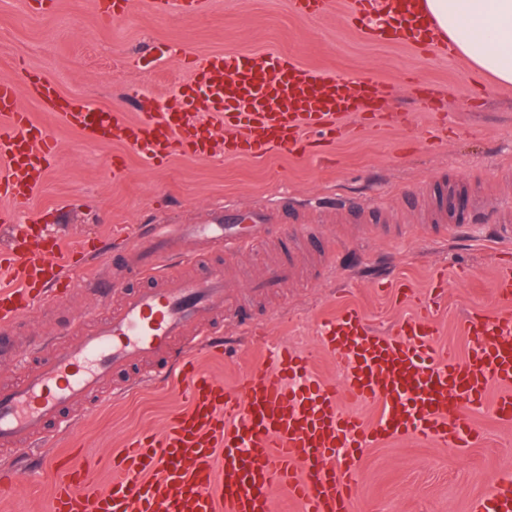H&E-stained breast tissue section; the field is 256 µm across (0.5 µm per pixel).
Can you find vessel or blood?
<instances>
[{"instance_id":"1","label":"vessel or blood","mask_w":512,"mask_h":512,"mask_svg":"<svg viewBox=\"0 0 512 512\" xmlns=\"http://www.w3.org/2000/svg\"><path fill=\"white\" fill-rule=\"evenodd\" d=\"M204 0H148L160 14L201 15ZM348 16L368 39L430 50L438 45L423 0H349ZM192 78L171 91L166 112L128 118L63 94L36 72L0 79V365L15 378L0 383V444L29 447L50 432L68 430L70 409L93 406V396L117 372L152 364V376L178 380L184 407L158 434L141 432L112 454L107 489L88 487L87 467L51 457L54 477L45 512H272L275 491L287 490L297 512H351L355 467L365 448L410 437L441 447L467 448L481 437L469 416L491 407L512 424V263L494 282L503 308L492 317L464 319L474 337L466 355L442 353L432 310L445 297L433 276L426 307L390 333L345 307L320 327L319 347L340 370L337 381L315 377L308 354L275 345L265 362L228 388L198 367L179 337L213 325L229 287L223 264L201 277L177 273L175 257L197 262L206 252L231 255L257 249L273 230L295 237L288 203L210 208L200 224H142L126 246L109 251L105 239L70 244L39 218L19 221L53 165L59 142L25 112L21 97L37 101L87 141H118L162 166L177 156L206 160L221 154L261 160L280 151L328 159L344 132L337 119L364 115L379 131L411 122L410 113L384 109L378 85L300 64L286 55L250 59L229 50L192 59ZM105 256L125 284L118 305L68 342L45 336L19 343L13 328L36 307L66 300L80 286L103 295L111 279L85 257ZM296 265L290 248L261 279L241 275L239 288L264 294L279 288ZM496 398H489L491 386ZM375 404L381 414L365 423L341 400ZM474 512H512V474L492 479Z\"/></svg>"}]
</instances>
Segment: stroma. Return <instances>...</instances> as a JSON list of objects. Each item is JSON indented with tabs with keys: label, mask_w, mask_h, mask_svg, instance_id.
Instances as JSON below:
<instances>
[{
	"label": "stroma",
	"mask_w": 512,
	"mask_h": 512,
	"mask_svg": "<svg viewBox=\"0 0 512 512\" xmlns=\"http://www.w3.org/2000/svg\"><path fill=\"white\" fill-rule=\"evenodd\" d=\"M347 0H331L321 16L296 12L292 0H206L198 17L163 16L145 0L128 13L105 15L98 0H56L44 14L25 0H0V77L19 69L38 71L62 92L96 106L164 110L168 93L186 82L185 59L226 50L255 56L293 55L302 63L386 84L388 106L409 112L413 122L378 133L347 124L353 136L337 140L332 164L275 151L264 160L179 156L148 166L120 143H92L34 101L26 108L48 125L61 147L36 191L28 215L45 213L49 225H63L78 240L117 227L168 219L190 224L213 204H249L289 195L303 201L296 220L325 234L322 264L260 301L258 333L313 354V373L336 379V361L318 345L323 318L352 306L375 328L390 331L420 311L429 277L447 281V298L435 311L437 342L464 356L472 337L462 317L472 310L495 315L493 280L502 247L483 228L450 239L430 223L436 187L447 182L448 198L483 201L494 210L512 207V85L505 86L469 62L445 52L366 41L347 19ZM440 91L438 107L448 134L431 133L430 110L416 86ZM125 158L126 173L112 176V158ZM100 300L84 288L67 302L32 314L17 336H45L73 319L96 317ZM224 358L197 351L201 364L235 386L240 372L262 363V346L244 336ZM146 367L126 370L113 384H129L118 399H103L93 413L47 453L71 454L91 467L93 488H105L110 474L100 465L102 449L120 447L145 428L162 429L182 404L173 385L139 384ZM482 440L470 448H441L390 438L361 456L360 492L353 512H472L492 478L512 472V426L491 410L475 414ZM50 476H24L19 495L0 500V512H42Z\"/></svg>",
	"instance_id": "obj_1"
}]
</instances>
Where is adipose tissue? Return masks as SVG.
I'll list each match as a JSON object with an SVG mask.
<instances>
[{"label":"adipose tissue","mask_w":512,"mask_h":512,"mask_svg":"<svg viewBox=\"0 0 512 512\" xmlns=\"http://www.w3.org/2000/svg\"><path fill=\"white\" fill-rule=\"evenodd\" d=\"M455 54L512 85V0H426Z\"/></svg>","instance_id":"obj_1"}]
</instances>
